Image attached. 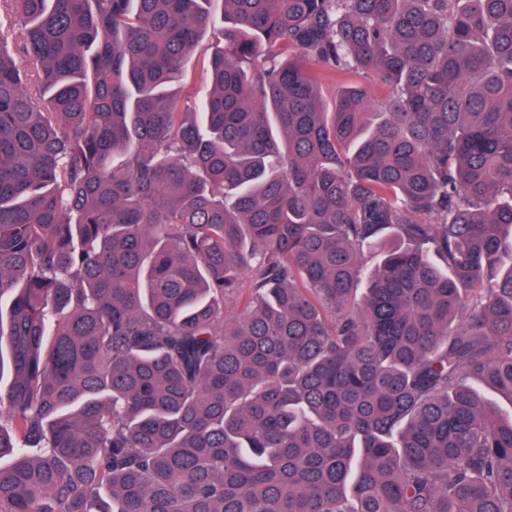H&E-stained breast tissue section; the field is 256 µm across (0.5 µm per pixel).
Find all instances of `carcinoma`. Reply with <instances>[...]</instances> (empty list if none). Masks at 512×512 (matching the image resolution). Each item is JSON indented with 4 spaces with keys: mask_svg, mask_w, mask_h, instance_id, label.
<instances>
[{
    "mask_svg": "<svg viewBox=\"0 0 512 512\" xmlns=\"http://www.w3.org/2000/svg\"><path fill=\"white\" fill-rule=\"evenodd\" d=\"M212 2L0 0V512H512V0ZM207 43L208 36L202 42V46L191 55L185 68L183 80L179 88L181 100L185 104L193 105L195 95L205 85L202 50L206 47ZM341 82L360 83L365 85L373 99H383L387 94V88L373 77H365L361 73L348 71L336 82H323V96L325 101L332 102L336 95V88Z\"/></svg>",
    "mask_w": 512,
    "mask_h": 512,
    "instance_id": "cac0c4a2",
    "label": "carcinoma"
}]
</instances>
